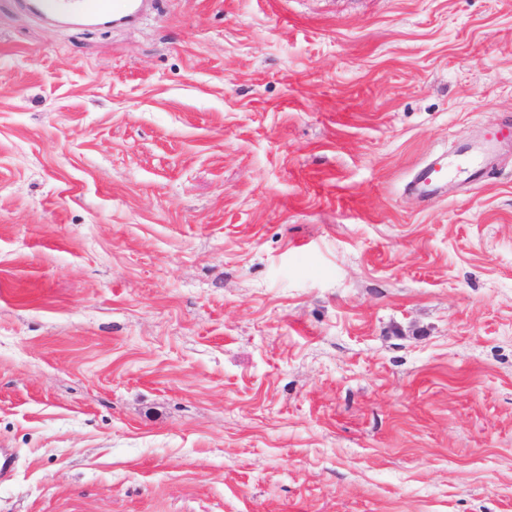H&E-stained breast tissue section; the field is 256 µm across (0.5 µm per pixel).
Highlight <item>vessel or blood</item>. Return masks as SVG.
Returning a JSON list of instances; mask_svg holds the SVG:
<instances>
[{"instance_id":"1","label":"vessel or blood","mask_w":512,"mask_h":512,"mask_svg":"<svg viewBox=\"0 0 512 512\" xmlns=\"http://www.w3.org/2000/svg\"><path fill=\"white\" fill-rule=\"evenodd\" d=\"M143 3L144 0H24L25 7L36 15L56 20H92L103 26L134 20ZM497 140V135H490L484 140L482 152L463 148L448 162L436 160L421 166L412 180L415 191L421 196L442 194L462 173L468 181H481L485 170L482 154L491 151Z\"/></svg>"}]
</instances>
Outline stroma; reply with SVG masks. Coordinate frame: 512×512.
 Listing matches in <instances>:
<instances>
[{
    "instance_id": "obj_1",
    "label": "stroma",
    "mask_w": 512,
    "mask_h": 512,
    "mask_svg": "<svg viewBox=\"0 0 512 512\" xmlns=\"http://www.w3.org/2000/svg\"><path fill=\"white\" fill-rule=\"evenodd\" d=\"M0 0V512H512V0ZM144 0H25V7L35 15L53 20H92L98 25L126 23L137 18ZM498 137L499 133L486 137L481 152L462 148L454 154L452 160L446 163L434 160L418 168L412 180L417 194L420 196L442 194L449 184L456 182L460 173L467 175L465 181L474 183L481 181L485 170L482 155L493 149Z\"/></svg>"
}]
</instances>
